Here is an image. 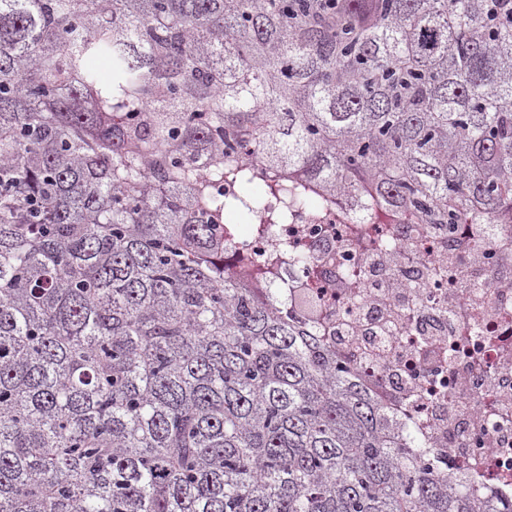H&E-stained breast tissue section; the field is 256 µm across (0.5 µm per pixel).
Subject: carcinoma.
<instances>
[{
	"mask_svg": "<svg viewBox=\"0 0 512 512\" xmlns=\"http://www.w3.org/2000/svg\"><path fill=\"white\" fill-rule=\"evenodd\" d=\"M339 195L512 217L508 0H0V512H512L224 261Z\"/></svg>",
	"mask_w": 512,
	"mask_h": 512,
	"instance_id": "cac0c4a2",
	"label": "carcinoma"
}]
</instances>
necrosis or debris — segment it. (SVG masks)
<instances>
[{"label":"necrosis or debris","mask_w":512,"mask_h":512,"mask_svg":"<svg viewBox=\"0 0 512 512\" xmlns=\"http://www.w3.org/2000/svg\"><path fill=\"white\" fill-rule=\"evenodd\" d=\"M336 208L350 223L302 218L253 240L258 256L293 245L312 258L285 264L272 295L355 357L445 469L512 498V237L496 224H364ZM452 344L463 355L449 357Z\"/></svg>","instance_id":"necrosis-or-debris-1"}]
</instances>
